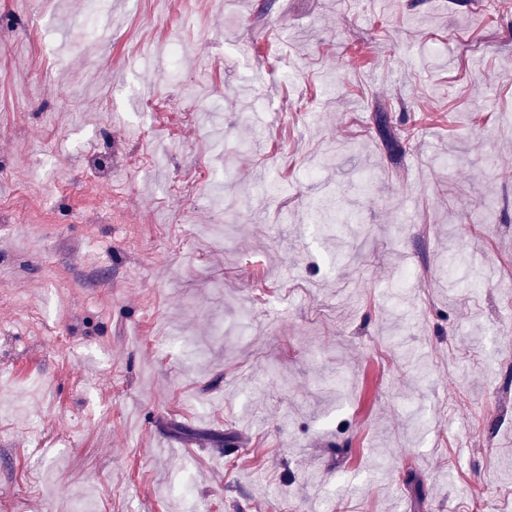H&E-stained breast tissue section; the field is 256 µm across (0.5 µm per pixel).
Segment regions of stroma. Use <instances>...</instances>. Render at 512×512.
Wrapping results in <instances>:
<instances>
[{
    "label": "stroma",
    "instance_id": "35a3bbf8",
    "mask_svg": "<svg viewBox=\"0 0 512 512\" xmlns=\"http://www.w3.org/2000/svg\"><path fill=\"white\" fill-rule=\"evenodd\" d=\"M0 209V512H512V0H0Z\"/></svg>",
    "mask_w": 512,
    "mask_h": 512
}]
</instances>
